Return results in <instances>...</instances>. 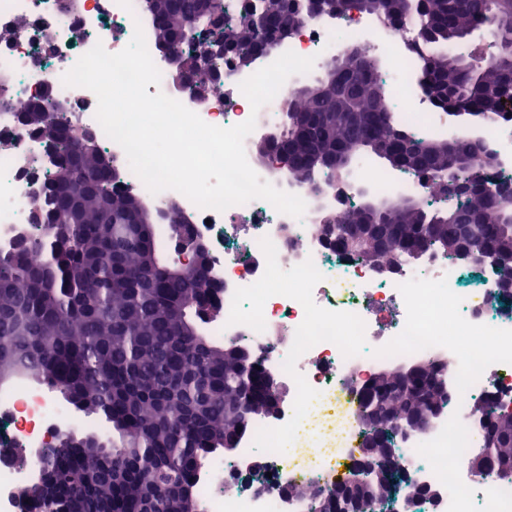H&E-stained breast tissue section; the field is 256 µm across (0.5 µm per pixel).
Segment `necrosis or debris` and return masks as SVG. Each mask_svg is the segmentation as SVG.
Segmentation results:
<instances>
[{"label":"necrosis or debris","instance_id":"necrosis-or-debris-1","mask_svg":"<svg viewBox=\"0 0 512 512\" xmlns=\"http://www.w3.org/2000/svg\"><path fill=\"white\" fill-rule=\"evenodd\" d=\"M46 26L54 33L47 50L40 36ZM138 26L162 74L159 85L148 86L149 94L160 91L192 105L213 126L231 127L250 117L242 74L221 69L225 92L203 106L193 105L189 91L170 80L171 65L154 49L155 22L143 0H80L71 12L59 0H0V29L12 33L0 41V78L7 80L0 95L18 106L51 95L66 105L73 126L96 134L121 172V188L138 192L156 209L178 201L191 230L208 244L211 277L223 287L224 317L212 323L213 335L240 337L262 368L288 386L277 416L258 420L232 459L211 461V480L200 489L205 512H285L278 491L282 478L326 488L344 481L351 471L344 451L361 429L358 387L383 364L432 352L447 355L454 367L448 404L425 430L400 439L402 468L438 491L428 512H512V482L479 479L467 468L481 436L479 422L465 416L470 404L491 398L512 410V317L500 311L494 288L462 287L458 264L437 252L381 276L338 255L314 231L321 212L347 213L358 180L382 193L397 190L428 202L443 200V193L426 177L369 160L351 177L318 174L323 192L317 197L302 191L306 212L299 219L262 199L220 212L171 189L151 193L97 121L95 94L62 82L95 44L119 52ZM352 49L391 59L378 78L393 92L392 111L418 110L412 81L427 49L410 23L394 27L382 14L356 9L306 18L272 54L290 50L324 62ZM481 136L487 151L504 160L489 169V183L512 186V124L496 121ZM0 138L8 142L0 149V251L6 252L28 231L33 202L54 168L47 145L12 113L0 115ZM66 412L26 383L0 387V447L35 448L49 431L67 432Z\"/></svg>","mask_w":512,"mask_h":512}]
</instances>
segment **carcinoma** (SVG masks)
Instances as JSON below:
<instances>
[{"instance_id":"cac0c4a2","label":"carcinoma","mask_w":512,"mask_h":512,"mask_svg":"<svg viewBox=\"0 0 512 512\" xmlns=\"http://www.w3.org/2000/svg\"><path fill=\"white\" fill-rule=\"evenodd\" d=\"M267 13L290 27L304 17L290 0H262ZM360 9L383 13L395 23L413 21L428 50L427 98L441 111L481 122L504 116L512 103V0H356ZM202 0H153L157 44L167 45L189 64L203 46ZM494 51L486 61L453 50L487 25ZM232 40L238 57L249 56L261 33L249 15L216 32ZM388 61L365 51L335 58L323 76L291 99L267 111L278 119L275 136L296 159L288 181L312 182L326 162L350 173L366 159L382 155L404 130L389 110L377 71ZM224 92L214 72L197 75L190 90ZM31 126L54 147L56 174L43 203L42 224L0 253V379L33 376L59 391L74 409L100 415L107 436L62 435L55 461L47 467L63 500L46 503L40 490L26 487L24 512H121L133 504L141 512H203L194 476L181 493L191 461L205 467L223 451L239 446L254 420L266 416L261 401L244 415L232 411L246 375L233 339L211 336L209 323L224 312L216 302L220 286L209 275L177 262L189 248V228L178 219V203L165 211L167 237L158 233L159 215L139 195L118 188V172L99 144L82 142L77 128L50 111V103L27 108ZM482 144L447 139L435 132L412 137L405 148L408 168L439 185L448 180V154L467 162ZM342 234L368 224L373 240L358 242L342 255L366 264L417 259L410 243L421 236L427 249L454 260L460 234L481 227L484 242L512 256V204L492 205L477 194L459 198L452 210L433 202L411 201L399 193L358 198L342 219L322 224ZM43 254L44 262L30 257ZM410 366H384L373 381L403 384ZM391 412L371 421L395 445L398 427L416 429L412 420L427 404L409 393L388 403ZM472 415L491 421L512 440V413L495 405Z\"/></svg>"}]
</instances>
